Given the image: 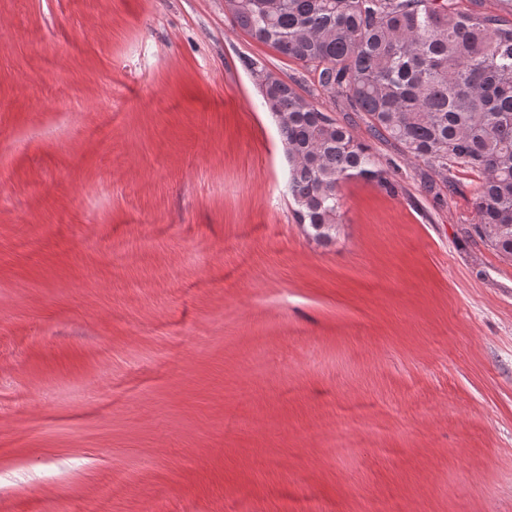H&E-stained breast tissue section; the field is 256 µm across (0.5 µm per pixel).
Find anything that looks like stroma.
<instances>
[{
	"instance_id": "1",
	"label": "stroma",
	"mask_w": 512,
	"mask_h": 512,
	"mask_svg": "<svg viewBox=\"0 0 512 512\" xmlns=\"http://www.w3.org/2000/svg\"><path fill=\"white\" fill-rule=\"evenodd\" d=\"M247 59L398 185L342 182L329 246ZM478 184L224 0H0V512H512V260Z\"/></svg>"
}]
</instances>
